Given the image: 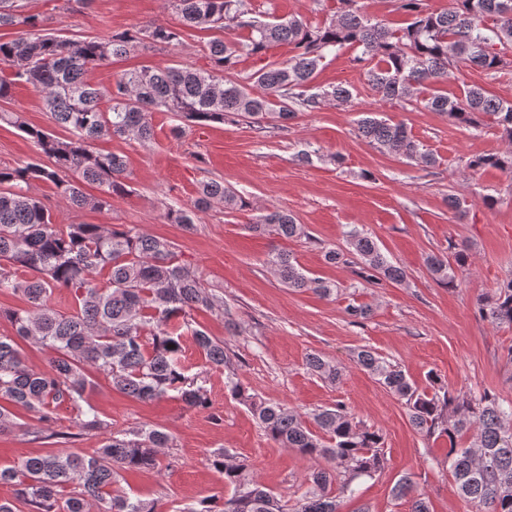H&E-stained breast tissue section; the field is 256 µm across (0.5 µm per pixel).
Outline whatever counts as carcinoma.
Returning <instances> with one entry per match:
<instances>
[{"label":"carcinoma","mask_w":512,"mask_h":512,"mask_svg":"<svg viewBox=\"0 0 512 512\" xmlns=\"http://www.w3.org/2000/svg\"><path fill=\"white\" fill-rule=\"evenodd\" d=\"M189 29L222 28L235 37L210 41L204 51L208 70L182 64L144 66L118 75L101 88L88 73L112 57L139 48L171 45L180 33L155 24L118 35L90 39L64 38L44 32L34 16L16 13L10 0H0V27L19 28L16 38L0 42V99L13 85L25 82L42 95L53 124L69 131L60 138L29 126L17 112L0 111V124L24 132L49 160L25 162L0 170V293H20L28 307L0 309V319L13 328L0 335V433L19 427L15 407L50 422L66 406L81 432H103L91 454L48 452L1 469L0 482L16 486L17 496L32 512H165L159 499L131 497L117 488L124 471L159 468L172 437L160 427L143 425L114 432L85 398L101 374L111 387L144 401L172 393L189 407L209 406L207 389L188 374L181 362L183 332H188L212 369L228 364L224 340L193 325L191 312L220 311L224 298L213 292L198 273L180 264L173 244L127 224H55L46 206L29 194L31 182L52 184L57 193L80 209H110L112 195L126 190V160L116 153L92 150V143L114 137L154 138L149 114L171 112L183 123H224L236 116L253 120L261 132L271 124L286 127L301 107L314 110L325 103L348 105L351 87L313 85L315 73L329 56L355 51L367 85L385 101L421 106L440 112L462 126L495 127L512 142V100L466 85L450 96L436 85L456 71L476 69L495 77L512 71V0H453L444 12H434L427 0H394L404 25L393 27L364 14L357 0H336L331 17L313 22L295 16L261 20L251 16L248 0H166ZM292 46L283 62H269L244 81L232 79L242 55H263L276 44ZM360 136L379 149L395 153L417 166L433 168L439 157L415 141L404 123L366 115L357 122ZM473 171L494 168L512 173V151L472 158ZM102 187L90 196L83 185ZM215 205L226 210L246 206L234 190L217 180L199 183L190 208L167 207L162 217L190 229L197 213ZM252 230L283 239L309 237L293 215L266 209ZM360 260L364 278L373 285L402 284L405 271L382 253L377 242L352 228L346 250L327 248L331 264ZM468 248L455 252V264L430 254L426 265L440 284L456 285V269L469 264ZM267 264L290 288L310 289L322 297L336 294V284L311 278L289 254L277 252ZM24 269L31 277L18 279ZM73 297L69 312L51 303L55 289ZM353 321L365 320L371 308L350 300L344 308ZM480 317L497 327L512 328V277L497 283L493 293L477 301ZM48 349L52 356L43 371L30 369L22 344ZM356 363L392 394L405 401L411 425L426 437L448 438V466L457 493L483 512H512V401L485 392L478 398L453 394L433 376L430 390H419L397 366L368 349ZM307 368L334 382L341 368L323 356L306 357ZM231 395L248 406L266 436L282 448L309 459H323L330 468L309 473L307 491L294 503L263 486L245 459L213 451L209 465L224 475L230 493L205 499L179 512H341L357 486L385 469L382 436L355 421L345 406L313 413L317 427L280 403L250 394L240 381L229 380ZM470 437L466 448L459 438ZM396 500L411 501V512H430L425 495L409 474L391 489Z\"/></svg>","instance_id":"carcinoma-1"}]
</instances>
